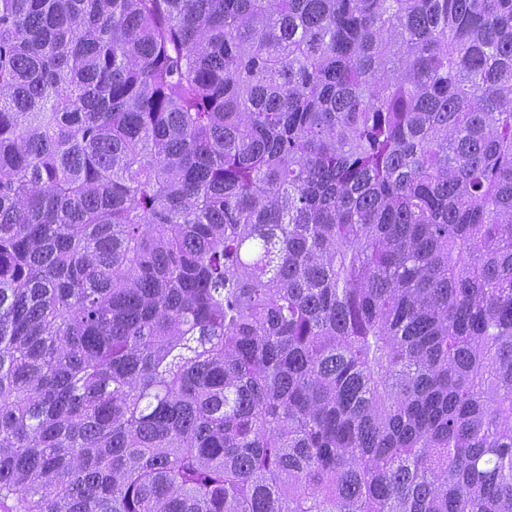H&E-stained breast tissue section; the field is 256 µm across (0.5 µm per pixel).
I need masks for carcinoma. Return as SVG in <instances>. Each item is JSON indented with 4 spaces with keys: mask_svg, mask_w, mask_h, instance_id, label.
I'll return each mask as SVG.
<instances>
[{
    "mask_svg": "<svg viewBox=\"0 0 512 512\" xmlns=\"http://www.w3.org/2000/svg\"><path fill=\"white\" fill-rule=\"evenodd\" d=\"M0 512H512V0H0Z\"/></svg>",
    "mask_w": 512,
    "mask_h": 512,
    "instance_id": "cac0c4a2",
    "label": "carcinoma"
}]
</instances>
